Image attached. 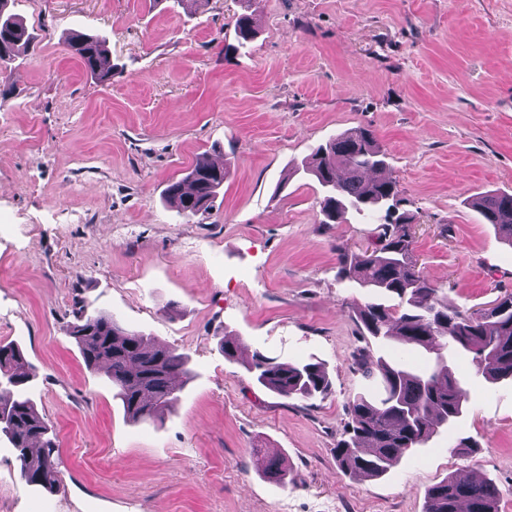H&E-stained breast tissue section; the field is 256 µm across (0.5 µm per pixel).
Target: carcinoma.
<instances>
[{"instance_id":"obj_1","label":"carcinoma","mask_w":512,"mask_h":512,"mask_svg":"<svg viewBox=\"0 0 512 512\" xmlns=\"http://www.w3.org/2000/svg\"><path fill=\"white\" fill-rule=\"evenodd\" d=\"M0 0V61L31 44L32 36ZM251 0H241L235 18L239 44L254 36ZM69 50L98 83L112 80L106 41L77 33ZM386 153L366 128L345 131L319 146L302 168L322 189L323 224L354 211L380 215L378 243L360 256L336 247L339 276L375 296L356 308L355 317L367 333L389 349L374 367L382 394L358 396L349 406V439L336 446L343 473L378 477L414 448L427 444L442 428L458 423L466 411L468 390L453 362L460 351L471 354V370L496 383L512 379V294L482 314L448 306L437 288L416 270L413 239L398 207L394 182L384 175ZM228 170L203 155L185 177L171 184L167 200L189 217L207 210L224 185ZM472 206L512 244V194L476 197ZM383 297L399 299L394 309ZM69 335L86 365L106 371L127 416L153 420L169 411L177 397L173 380L191 374L186 355L155 343L119 325L113 316L94 311L81 316ZM246 368L257 382L287 398L324 396L331 382L319 362H282L254 353ZM36 377L19 346L0 342V435L17 451L21 479L28 486L54 493L60 488V455L55 431L40 416L29 383ZM257 469L285 481L288 468L278 459L258 456ZM499 487L487 480L450 475L427 489L424 512H498Z\"/></svg>"}]
</instances>
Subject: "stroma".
I'll list each match as a JSON object with an SVG mask.
<instances>
[{"instance_id":"35a3bbf8","label":"stroma","mask_w":512,"mask_h":512,"mask_svg":"<svg viewBox=\"0 0 512 512\" xmlns=\"http://www.w3.org/2000/svg\"><path fill=\"white\" fill-rule=\"evenodd\" d=\"M11 9L33 42L0 100V341L36 369L61 487L27 486L0 437V512H423L451 474L492 480L512 512L510 380L469 379L458 425L384 475L338 469L350 402L380 393L356 360L383 350L336 249H372L379 227L322 223L321 188L297 172L315 146L372 130L422 274L470 312L511 293L512 246L471 202L512 193V0H253L241 49L238 0ZM74 32L107 38L109 84L70 55ZM203 153L229 177L209 211L178 216L165 190ZM95 309L188 356L164 417L131 421L87 367L69 328ZM254 352L320 361L332 388L279 396L247 371ZM462 437L472 456L449 453ZM258 453L285 460L287 484L257 472ZM252 0H241V13H238L235 18V26L237 30V37L239 45L249 42L254 36V19L250 12Z\"/></svg>"}]
</instances>
